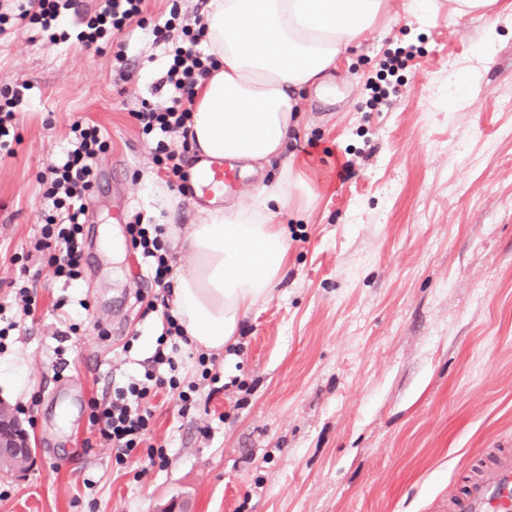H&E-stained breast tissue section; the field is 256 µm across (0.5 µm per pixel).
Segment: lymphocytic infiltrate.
Instances as JSON below:
<instances>
[{"mask_svg": "<svg viewBox=\"0 0 512 512\" xmlns=\"http://www.w3.org/2000/svg\"><path fill=\"white\" fill-rule=\"evenodd\" d=\"M146 0H98L93 14L84 16L76 41L85 49L104 52L113 48L116 63H124L123 44L118 35L132 23L143 20ZM78 0H27L26 7L14 15L0 13V36L8 26L31 29L37 36L57 43L65 39L63 24L69 13L78 10ZM204 23L202 16L184 21L178 4H171L167 19L146 29V37L156 43L170 44L168 68L162 79L168 88L164 105L142 101L133 116L143 134L153 136V162L166 170L177 181L178 192H185L183 148L189 147L190 121L194 89L199 81L215 68V59L202 49ZM29 86L12 82L0 86V152L13 156V145L18 142L16 114L27 98ZM72 140L65 160L50 167L45 181V196L55 211L45 218L34 248L50 250V264L54 274L64 281H75L81 276L84 254L83 224L87 212L86 200L97 180V161L108 143L98 127L74 120L70 125ZM134 249L146 263L147 274L156 287L170 290V264L161 239L162 225L134 223L128 225ZM162 332L154 354L153 369L128 378L112 390L107 402L90 400L89 423L101 442L112 449L116 465L123 466L133 459L147 458L151 465L166 467L168 451L164 446L149 442L152 431L155 398L164 391L177 392L179 415H186L196 402V383H183L176 360L184 339L183 330L170 311H163Z\"/></svg>", "mask_w": 512, "mask_h": 512, "instance_id": "f902f5d3", "label": "lymphocytic infiltrate"}]
</instances>
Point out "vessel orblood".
I'll list each match as a JSON object with an SVG mask.
<instances>
[{
  "label": "vessel or blood",
  "mask_w": 512,
  "mask_h": 512,
  "mask_svg": "<svg viewBox=\"0 0 512 512\" xmlns=\"http://www.w3.org/2000/svg\"><path fill=\"white\" fill-rule=\"evenodd\" d=\"M237 177L222 163L211 162L195 190L205 196L223 193ZM453 512H512V453H502L452 502Z\"/></svg>",
  "instance_id": "1"
}]
</instances>
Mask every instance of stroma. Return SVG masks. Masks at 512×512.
<instances>
[{
	"instance_id": "stroma-1",
	"label": "stroma",
	"mask_w": 512,
	"mask_h": 512,
	"mask_svg": "<svg viewBox=\"0 0 512 512\" xmlns=\"http://www.w3.org/2000/svg\"><path fill=\"white\" fill-rule=\"evenodd\" d=\"M367 32L324 98L304 102L296 148L320 195L279 222L288 272L217 362L227 386L182 376L199 401L161 395L153 442L170 464L116 468L88 402L141 372L156 348L155 287L127 232L166 182L132 113L160 99L165 46L138 26L132 74L71 40L0 38V83L27 82L14 157L0 160V303L35 286L39 310L0 360L22 358L35 457L0 476V512H452L498 449L512 451V15L452 18L448 0ZM110 147L83 226L82 276L34 251L52 207L38 183L72 120ZM331 157H323V149Z\"/></svg>"
}]
</instances>
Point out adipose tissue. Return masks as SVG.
Instances as JSON below:
<instances>
[{
    "instance_id": "1",
    "label": "adipose tissue",
    "mask_w": 512,
    "mask_h": 512,
    "mask_svg": "<svg viewBox=\"0 0 512 512\" xmlns=\"http://www.w3.org/2000/svg\"><path fill=\"white\" fill-rule=\"evenodd\" d=\"M395 11V0H209L204 45L219 67L194 95L192 152L258 173L250 202L209 199L188 228L163 239L186 252L170 278L171 313L190 345L222 354L241 321L278 288L289 245L277 218L316 198L305 160L283 150L306 91L323 89L349 50ZM281 160L276 179L262 173Z\"/></svg>"
}]
</instances>
